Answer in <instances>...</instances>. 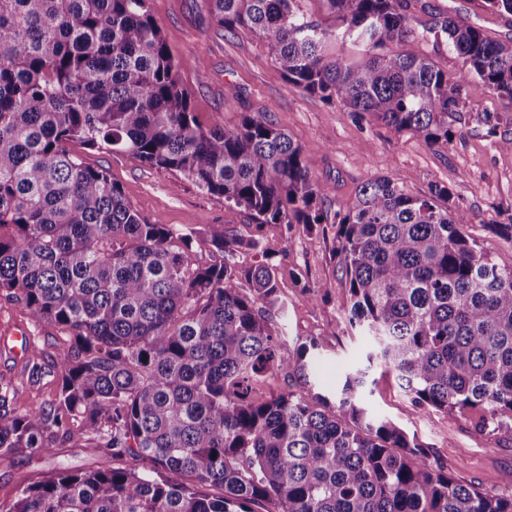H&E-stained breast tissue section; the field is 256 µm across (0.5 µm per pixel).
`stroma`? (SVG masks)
<instances>
[{"label": "stroma", "mask_w": 512, "mask_h": 512, "mask_svg": "<svg viewBox=\"0 0 512 512\" xmlns=\"http://www.w3.org/2000/svg\"><path fill=\"white\" fill-rule=\"evenodd\" d=\"M148 5L178 60L180 78L191 92V110L203 126L217 122L232 129L244 113H261L300 146L313 174L328 188L322 208L331 215L348 212L357 190L380 176H408L407 190L413 196L428 193L434 183L448 187L456 204L470 215L466 232L499 264L512 266V241L489 230L490 224L512 221V152L487 137L484 124L486 113L497 114L503 119L501 132L512 137V102L497 97L478 78L469 79L462 106L448 117L455 134L452 144L433 146L287 84L267 43L250 32L230 33L215 25L207 0H148ZM407 12L420 31L432 25L436 15L449 14L479 27L491 39L512 42V15L491 11L484 0H408ZM77 152L87 165L105 169L150 223L193 232L199 264L219 259L204 235L208 225H226L236 236L252 232L247 213L230 212L223 197L201 191L178 172L137 163L112 150L81 146ZM262 235L268 248L286 257L278 281L286 302L280 320L284 335L292 342L315 338L321 344L317 391L332 395L345 372L368 367L363 403L370 413L417 437L429 459L458 481L502 490V474L512 469V432L485 435L475 430L473 417L422 410L395 374L368 366L369 341L347 321L349 290L334 255L335 226L323 223L308 231L299 224L290 229L267 224ZM308 282L321 285L318 300L307 299ZM20 325L34 336L46 361L68 347L66 333L34 322L27 311L0 297V337ZM25 366L0 348V377L13 381L14 406L22 412L40 408L56 393L52 378L30 384ZM111 465L107 449L67 444L49 456L23 451L0 459V512H7L23 486L57 469L86 471Z\"/></svg>", "instance_id": "35a3bbf8"}]
</instances>
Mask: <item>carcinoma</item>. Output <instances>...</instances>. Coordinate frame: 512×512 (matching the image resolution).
I'll use <instances>...</instances> for the list:
<instances>
[{
	"instance_id": "obj_1",
	"label": "carcinoma",
	"mask_w": 512,
	"mask_h": 512,
	"mask_svg": "<svg viewBox=\"0 0 512 512\" xmlns=\"http://www.w3.org/2000/svg\"><path fill=\"white\" fill-rule=\"evenodd\" d=\"M210 2L225 31L267 42L287 83L431 145L452 142L470 78L512 103V44L448 16L421 33L403 0H322L332 28L302 0ZM428 33L457 72L419 51ZM339 38L359 52L330 53ZM71 142L177 171L258 228L326 221L327 188L287 133L259 113L234 129L197 121L147 0H0V293L70 338L50 365L30 343V383L58 382L37 411L13 408L0 378V458L69 444L119 461L61 468L8 512H512V493L456 481L371 416L366 370L333 402L316 391L319 341L291 343L273 319L282 262L259 235L209 225L222 261L202 266L193 233L149 223ZM406 180L376 178L336 215L348 322L415 405L511 431L512 266L463 231L447 187L413 197ZM283 368L300 390L254 400Z\"/></svg>"
}]
</instances>
